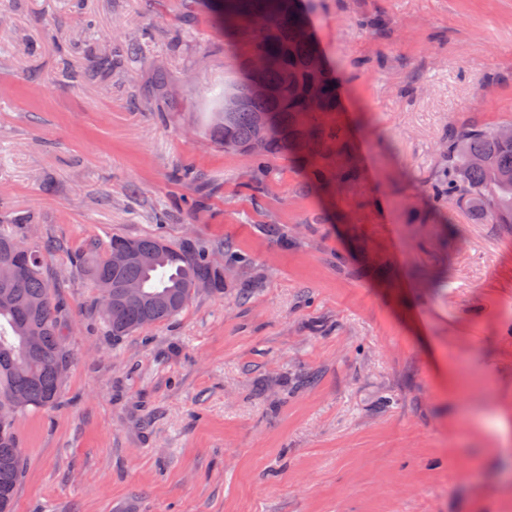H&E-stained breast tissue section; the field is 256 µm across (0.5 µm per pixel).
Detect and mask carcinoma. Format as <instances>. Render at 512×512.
<instances>
[{"instance_id":"cac0c4a2","label":"carcinoma","mask_w":512,"mask_h":512,"mask_svg":"<svg viewBox=\"0 0 512 512\" xmlns=\"http://www.w3.org/2000/svg\"><path fill=\"white\" fill-rule=\"evenodd\" d=\"M193 2L214 13L233 43L264 57L262 70L247 71L215 95L203 129L209 140L254 160L302 157L310 163V184L322 189L352 179L351 170L335 176L317 163L333 151L341 130L323 120L336 109V87L300 0ZM255 80L268 86L266 98H249ZM171 90L172 83L159 73L149 94L164 105L174 100ZM269 123L279 128L278 138L264 136ZM433 198L438 204L463 201L486 224H512V139L501 138L496 127L470 125L450 132L447 181L433 190ZM26 229L25 224L0 228V292L8 293V301L0 303V512H14L23 472L16 418L54 407L69 363L42 243H32L24 254L11 248ZM115 247L136 250L141 261L112 267ZM89 254L77 264L99 291L101 317L114 336L176 317L197 282L224 289L223 269L190 240L175 244L115 235L103 250L93 246ZM127 281L139 285L137 298L122 294Z\"/></svg>"}]
</instances>
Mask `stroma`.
I'll return each mask as SVG.
<instances>
[{
	"label": "stroma",
	"mask_w": 512,
	"mask_h": 512,
	"mask_svg": "<svg viewBox=\"0 0 512 512\" xmlns=\"http://www.w3.org/2000/svg\"><path fill=\"white\" fill-rule=\"evenodd\" d=\"M302 5L336 78L329 163L357 172L325 194L203 134L246 64L208 15L0 0V224L50 243L71 355L57 404L16 419L14 512H512V224L430 197L451 129L512 123V0ZM115 235L213 251L223 293L112 335L75 258Z\"/></svg>",
	"instance_id": "stroma-1"
}]
</instances>
